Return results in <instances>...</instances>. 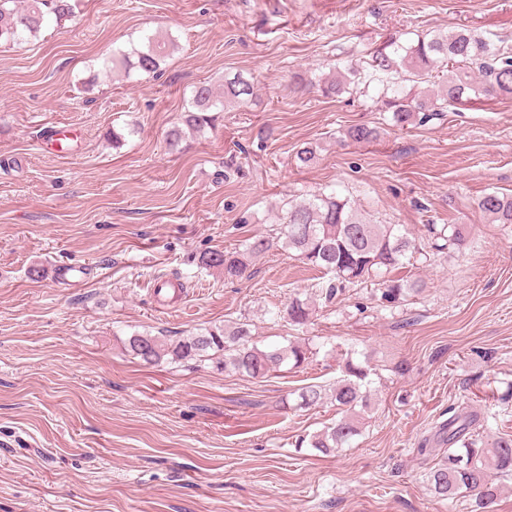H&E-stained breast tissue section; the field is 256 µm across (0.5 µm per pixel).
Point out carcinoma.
Returning <instances> with one entry per match:
<instances>
[{
  "mask_svg": "<svg viewBox=\"0 0 512 512\" xmlns=\"http://www.w3.org/2000/svg\"><path fill=\"white\" fill-rule=\"evenodd\" d=\"M77 0H0V44L14 43L35 37L50 23L70 18ZM178 47L177 40L167 34H145L138 45L115 49L103 61L106 72H121L127 78L136 71L156 73L164 58ZM370 74L382 83L380 97L395 124L405 126L424 122L457 100L475 95H496L512 98V52L493 47L485 38L467 29H450L445 33L424 35L414 42L392 38L376 50L368 62ZM448 68V86L436 95L419 87L438 77L439 69ZM358 69L348 64L328 78L310 82L325 94L339 95L350 90ZM254 95V83L243 76L224 81L217 90L202 83L192 91L182 123L194 130L211 123L212 112H222L228 104L244 105ZM377 131L355 125L345 133L354 142L374 139ZM478 209L492 222L512 224V195L496 191L483 194ZM430 248L461 250L467 243L465 227L457 224L427 225ZM281 234L286 247L296 251L306 264L331 275L324 298L331 301L354 284L371 278L379 281L381 299L396 304L424 288L419 279L393 275L419 253L415 239L400 224H373L361 217L351 201L336 192L319 193L290 205ZM268 239L258 237L245 250L232 254L214 251L201 257V265L216 268L233 278L245 274L252 258L266 252ZM310 315L309 304L292 299L284 319L291 325L304 324ZM124 351L147 365L164 361L208 358L218 367L228 368L250 377L264 376L283 364L298 367L309 359V348L298 342L284 347L258 348L250 330L243 326L231 329L205 330L178 340L166 341L159 336L135 333L121 340ZM368 370L355 362L353 356L343 359L341 376L332 387L310 385L299 394L307 407L328 397L342 410L336 423L309 439V445L329 453L343 448L360 433L356 412L371 406L372 393L366 383ZM479 419L462 412H453L439 429L440 441L448 444V455L428 475L431 491L438 497L453 501L468 492L476 496L482 508L495 502L496 479L512 476V438L498 437L482 445L473 438Z\"/></svg>",
  "mask_w": 512,
  "mask_h": 512,
  "instance_id": "obj_1",
  "label": "carcinoma"
}]
</instances>
